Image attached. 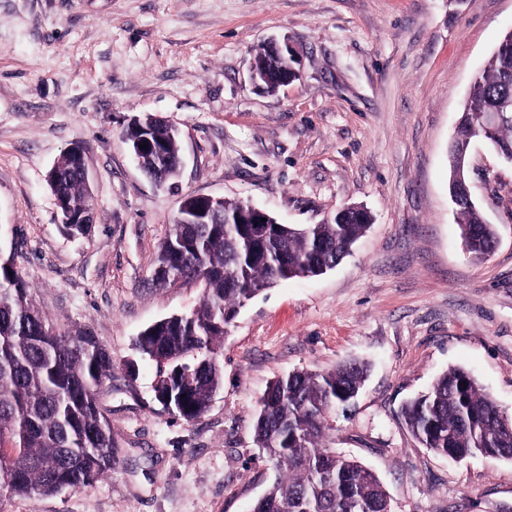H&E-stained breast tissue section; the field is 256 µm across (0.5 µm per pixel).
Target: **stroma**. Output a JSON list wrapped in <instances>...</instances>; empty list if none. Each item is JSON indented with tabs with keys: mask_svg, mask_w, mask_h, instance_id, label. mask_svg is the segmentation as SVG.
Listing matches in <instances>:
<instances>
[{
	"mask_svg": "<svg viewBox=\"0 0 512 512\" xmlns=\"http://www.w3.org/2000/svg\"><path fill=\"white\" fill-rule=\"evenodd\" d=\"M512 0H0V253L60 328L112 357L101 396L117 452L93 486L0 512H251L277 471L253 443L277 377L369 364L331 447L382 481L392 512H504L512 460L424 448L401 407L452 366L512 417V164L471 146L472 195L499 230L466 254L448 195V144ZM288 40L298 80L267 94L253 48ZM177 126L175 189L153 185L121 133L134 117ZM88 157L94 223L69 237L47 174L72 144ZM243 200L285 224L357 203L373 222L333 270L249 300L222 341L224 384L186 421L156 400L133 344L190 311L195 282L156 286L158 246L183 198Z\"/></svg>",
	"mask_w": 512,
	"mask_h": 512,
	"instance_id": "stroma-1",
	"label": "stroma"
}]
</instances>
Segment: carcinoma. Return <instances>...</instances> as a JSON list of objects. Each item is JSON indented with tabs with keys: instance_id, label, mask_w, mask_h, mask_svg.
Wrapping results in <instances>:
<instances>
[{
	"instance_id": "obj_1",
	"label": "carcinoma",
	"mask_w": 512,
	"mask_h": 512,
	"mask_svg": "<svg viewBox=\"0 0 512 512\" xmlns=\"http://www.w3.org/2000/svg\"><path fill=\"white\" fill-rule=\"evenodd\" d=\"M512 100V40L501 41L471 85L453 137L452 159L473 142V120ZM492 147L512 154V116L492 135ZM180 139L163 153L147 151L139 166L150 177L177 176ZM76 213L92 208L78 178L63 188ZM469 256L494 250L497 228L474 205L457 207ZM369 219L334 216L321 224L248 223L245 204L224 202L216 224H173L155 265L201 278L203 294L189 312L148 325L135 350L156 364L157 382L170 389L172 413L193 421L205 413L224 383L218 343L239 308L278 282L318 276L351 253ZM112 358L95 337L62 332L34 306L26 281L8 256L0 262V492L36 500L64 489L91 486L112 469L116 445L101 405ZM367 375L349 362L319 373L293 371L277 378L258 400L255 445L280 470L252 512H390L377 476L327 443L328 415L349 405ZM405 423L426 448L461 457L512 460V419L464 369L440 374L402 408Z\"/></svg>"
}]
</instances>
